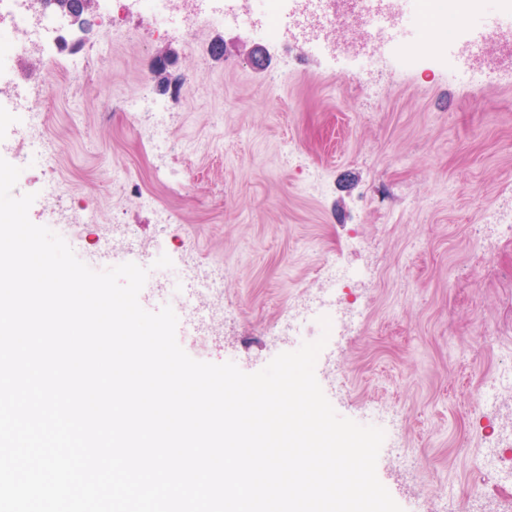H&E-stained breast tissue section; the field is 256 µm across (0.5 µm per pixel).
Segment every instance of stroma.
<instances>
[{"label":"stroma","instance_id":"1","mask_svg":"<svg viewBox=\"0 0 512 512\" xmlns=\"http://www.w3.org/2000/svg\"><path fill=\"white\" fill-rule=\"evenodd\" d=\"M465 7L480 26L508 19L485 33L494 67L465 56L462 31L409 66L375 49L369 84L352 66L359 24L318 54L231 25L163 39L131 13L107 35L99 19L63 25L53 56L17 68L48 89L56 148L53 171L18 179L30 220L90 266L134 242L178 259L157 277L207 270L199 299L219 312L204 334L171 294L148 309L178 306L190 357L246 373L296 350L289 317L327 291L342 317L316 378L339 415L384 430L376 473L404 512L461 510L475 482L491 512H512V447L485 458L496 423L512 424V226L484 222L512 210V0ZM262 44L265 70L249 60ZM144 83L164 127L134 108Z\"/></svg>","mask_w":512,"mask_h":512}]
</instances>
